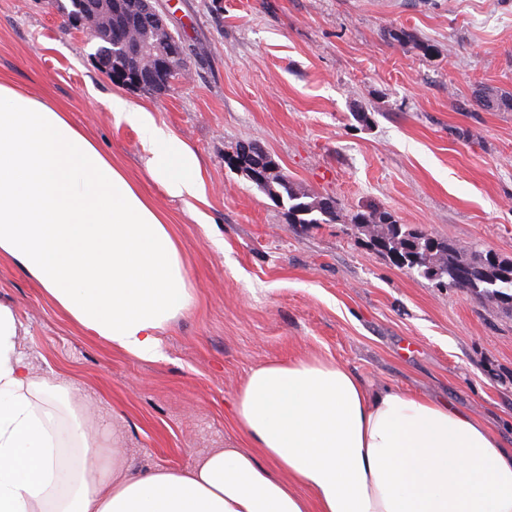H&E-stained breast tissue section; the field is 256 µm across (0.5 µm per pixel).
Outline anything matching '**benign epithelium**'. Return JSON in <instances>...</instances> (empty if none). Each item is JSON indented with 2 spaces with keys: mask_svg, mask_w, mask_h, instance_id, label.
I'll use <instances>...</instances> for the list:
<instances>
[{
  "mask_svg": "<svg viewBox=\"0 0 512 512\" xmlns=\"http://www.w3.org/2000/svg\"><path fill=\"white\" fill-rule=\"evenodd\" d=\"M119 7L125 8L140 28L167 30L163 15L150 5L142 6L139 0H93V3L85 5L87 20L79 18L76 23L89 27L105 22L110 11ZM151 51L154 57L147 66L140 64L144 49L137 41L130 42L119 54L113 53L109 47H100L93 55V61L100 72L120 85L165 92L185 77L181 64L182 44L167 35L159 38ZM244 159L248 160L249 173L254 178H263L272 172L271 158L259 145L244 143L227 156V161L233 165Z\"/></svg>",
  "mask_w": 512,
  "mask_h": 512,
  "instance_id": "7a95c632",
  "label": "benign epithelium"
}]
</instances>
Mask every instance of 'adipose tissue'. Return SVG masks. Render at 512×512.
Returning a JSON list of instances; mask_svg holds the SVG:
<instances>
[{"label":"adipose tissue","mask_w":512,"mask_h":512,"mask_svg":"<svg viewBox=\"0 0 512 512\" xmlns=\"http://www.w3.org/2000/svg\"><path fill=\"white\" fill-rule=\"evenodd\" d=\"M152 180L206 200L198 154L150 110L114 95ZM0 256L91 335L158 359L194 292L152 200L68 113L0 81ZM22 325L0 304V512H512V448L465 411L375 389L333 360L272 361L234 397L248 448L185 470L127 469L83 424L81 398L34 374ZM62 403L74 451L50 404Z\"/></svg>","instance_id":"adipose-tissue-1"}]
</instances>
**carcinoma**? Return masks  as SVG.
Here are the masks:
<instances>
[{
    "label": "carcinoma",
    "mask_w": 512,
    "mask_h": 512,
    "mask_svg": "<svg viewBox=\"0 0 512 512\" xmlns=\"http://www.w3.org/2000/svg\"><path fill=\"white\" fill-rule=\"evenodd\" d=\"M259 188L279 203H288V223L328 224L343 218L342 209L328 207L325 199H308L305 191L284 176H270ZM348 223L368 236L378 250L393 259L400 268L415 270L424 277L446 281V285L462 288L493 305L512 309V259L488 261V252L473 245L441 241L424 232H409L382 210L358 211L348 216ZM461 265L483 268L482 278L461 283L456 270Z\"/></svg>",
    "instance_id": "carcinoma-1"
}]
</instances>
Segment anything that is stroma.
<instances>
[{
  "mask_svg": "<svg viewBox=\"0 0 512 512\" xmlns=\"http://www.w3.org/2000/svg\"><path fill=\"white\" fill-rule=\"evenodd\" d=\"M189 81L156 94L114 83L70 0H0V79L70 112L168 218L195 300L163 358L131 356L62 314L0 257V302L36 374L87 399L131 468L191 467L243 447L231 400L267 362L331 359L378 387L448 402L512 444V312L395 266L353 225L292 224L224 157L260 144L344 214L512 258V0H152ZM405 32V40L394 35ZM145 105L199 155L200 223L149 177L137 132L103 106Z\"/></svg>",
  "mask_w": 512,
  "mask_h": 512,
  "instance_id": "35a3bbf8",
  "label": "stroma"
}]
</instances>
